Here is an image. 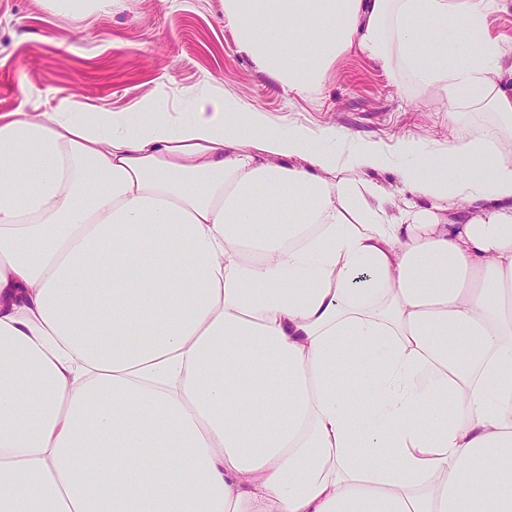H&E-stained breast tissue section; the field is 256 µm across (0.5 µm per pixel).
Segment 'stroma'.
<instances>
[{
	"label": "stroma",
	"mask_w": 512,
	"mask_h": 512,
	"mask_svg": "<svg viewBox=\"0 0 512 512\" xmlns=\"http://www.w3.org/2000/svg\"><path fill=\"white\" fill-rule=\"evenodd\" d=\"M488 26L507 63L497 83L512 92V0H499ZM204 87L255 106L275 125L334 126L388 149L408 134L438 147L471 128L500 130L487 110L449 128L439 98L356 53L334 63L318 94L290 93L239 52L224 0H112L81 30L50 0H0V114L51 107L62 91L114 110L152 100L179 112Z\"/></svg>",
	"instance_id": "stroma-1"
}]
</instances>
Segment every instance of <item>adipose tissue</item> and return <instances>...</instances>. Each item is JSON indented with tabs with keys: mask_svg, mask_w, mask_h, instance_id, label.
Wrapping results in <instances>:
<instances>
[{
	"mask_svg": "<svg viewBox=\"0 0 512 512\" xmlns=\"http://www.w3.org/2000/svg\"><path fill=\"white\" fill-rule=\"evenodd\" d=\"M495 5L224 15L293 93L355 52L511 132ZM0 512H512V141L357 145L212 90L0 114Z\"/></svg>",
	"mask_w": 512,
	"mask_h": 512,
	"instance_id": "adipose-tissue-1",
	"label": "adipose tissue"
}]
</instances>
